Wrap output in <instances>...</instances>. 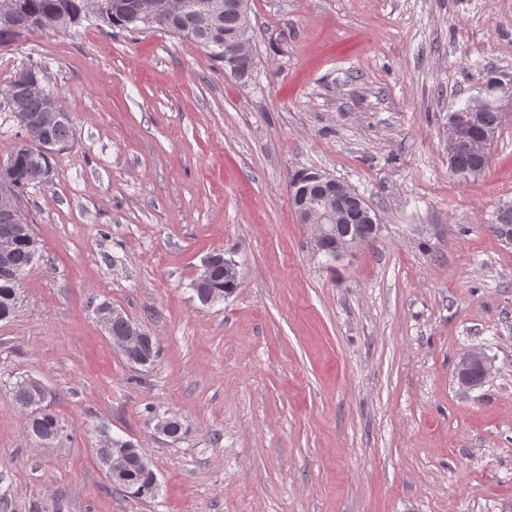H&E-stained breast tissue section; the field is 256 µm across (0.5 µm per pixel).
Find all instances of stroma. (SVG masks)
I'll return each mask as SVG.
<instances>
[{"label": "stroma", "mask_w": 512, "mask_h": 512, "mask_svg": "<svg viewBox=\"0 0 512 512\" xmlns=\"http://www.w3.org/2000/svg\"><path fill=\"white\" fill-rule=\"evenodd\" d=\"M255 69L161 30L84 22L0 51L31 61L73 138L26 208L43 258L0 321V512H512V107L489 166L448 168L450 112L512 79V0H249ZM347 182L380 233L317 253L290 181ZM223 251L237 290L190 284ZM154 334L134 366L94 312ZM482 348L486 381L462 387ZM48 390L35 438L10 387ZM177 414L182 439L156 433ZM132 441L159 491H116L96 450ZM492 370L488 357L479 349H471L461 357L456 374L462 385L476 387L485 381ZM31 432L40 439L55 438L59 432V423L55 415L47 409L41 410L29 422Z\"/></svg>", "instance_id": "stroma-1"}]
</instances>
